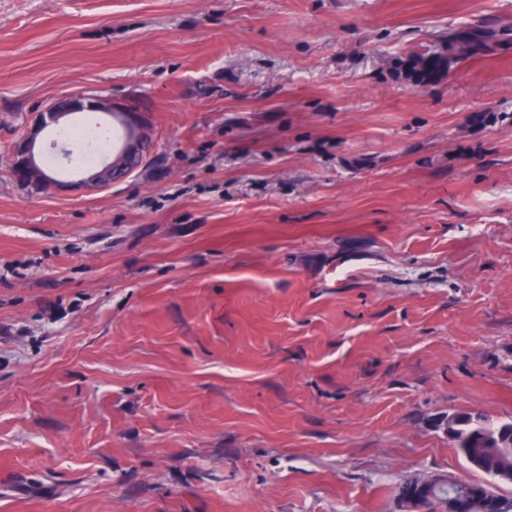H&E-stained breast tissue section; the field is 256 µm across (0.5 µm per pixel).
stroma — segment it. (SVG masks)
Listing matches in <instances>:
<instances>
[{
    "mask_svg": "<svg viewBox=\"0 0 512 512\" xmlns=\"http://www.w3.org/2000/svg\"><path fill=\"white\" fill-rule=\"evenodd\" d=\"M512 0H0V512H401L512 421V46L396 69ZM138 100L91 193L5 154ZM114 102L103 97L88 95L84 92L66 94L60 100L53 102L45 110L39 112L28 127L26 134L9 148L8 154L10 166L14 176L23 186L37 184L45 193L58 191L65 186H75L87 191H98L112 185L118 173L131 165L132 159L138 161V154L142 144V134L128 121L127 112L131 120L143 127L145 130L150 122L146 112H140L142 108L134 102ZM114 109V114L112 110ZM82 112H103L104 115L112 117V138L106 139L98 146L103 152L112 145V158L97 166V169L90 171L86 169L82 178L76 182H64L57 179L51 172L44 170L52 169L54 159H42L41 154L36 151L38 137L48 128L56 130L66 125L68 117ZM112 161L114 162V166ZM458 425L455 428V447L463 457L468 448L481 447L487 437L508 431L512 434V422L494 425L478 413H463L455 415Z\"/></svg>",
    "mask_w": 512,
    "mask_h": 512,
    "instance_id": "stroma-1",
    "label": "stroma"
}]
</instances>
